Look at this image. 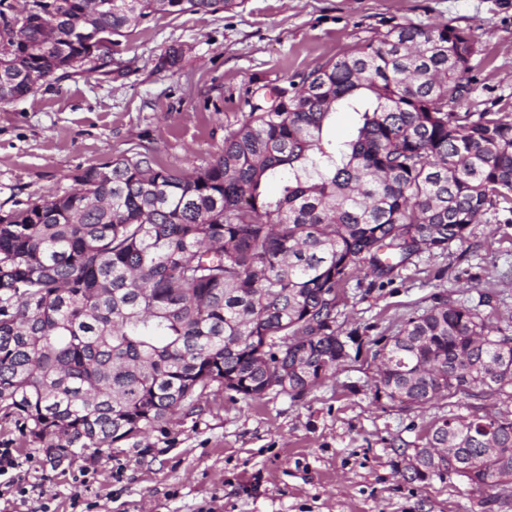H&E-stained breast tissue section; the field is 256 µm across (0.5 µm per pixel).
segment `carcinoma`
Returning a JSON list of instances; mask_svg holds the SVG:
<instances>
[{"mask_svg": "<svg viewBox=\"0 0 512 512\" xmlns=\"http://www.w3.org/2000/svg\"><path fill=\"white\" fill-rule=\"evenodd\" d=\"M31 5L21 40L0 27V104L28 96L24 70L110 66L87 27L109 41L152 14L238 2ZM474 53L448 25H397L252 107L203 168L136 152L0 214V417L31 444L78 453L163 434L215 390L256 400L335 375L336 305L355 272L385 278L512 213V116L452 111ZM339 109L356 118L348 139L329 133ZM375 355L389 362L376 401L512 399V335L447 297ZM491 440L502 452L486 458ZM448 446L469 482L512 483V413L442 417L425 447Z\"/></svg>", "mask_w": 512, "mask_h": 512, "instance_id": "cac0c4a2", "label": "carcinoma"}]
</instances>
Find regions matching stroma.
<instances>
[{
    "mask_svg": "<svg viewBox=\"0 0 512 512\" xmlns=\"http://www.w3.org/2000/svg\"><path fill=\"white\" fill-rule=\"evenodd\" d=\"M448 24L476 47L458 112L512 114V0H242L215 13H159L112 39L121 73L57 74L34 95L0 104V214L74 191L75 177L137 150L189 173L215 159L253 104L301 84L316 67L393 26ZM177 63L158 66L169 47ZM476 307L512 333V224L485 215L464 241L421 252L383 284L354 273L336 331L355 333L336 374L299 395L256 401L214 392L151 445L122 440L58 456L0 419V448L34 459L26 502L0 512H512V484L450 474L403 480V448L425 443L453 398L404 409L373 399L378 343L434 296ZM86 486L76 487L80 473Z\"/></svg>",
    "mask_w": 512,
    "mask_h": 512,
    "instance_id": "1",
    "label": "stroma"
}]
</instances>
